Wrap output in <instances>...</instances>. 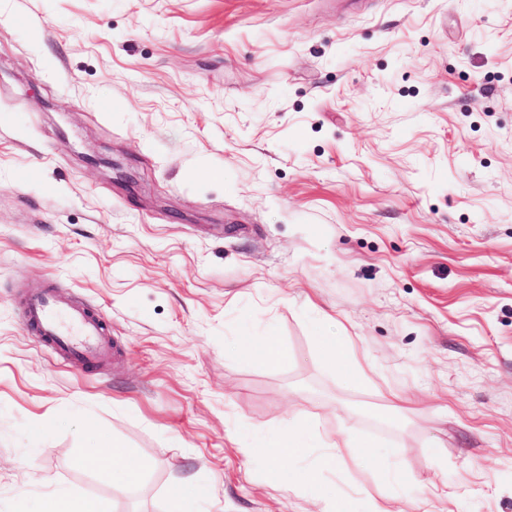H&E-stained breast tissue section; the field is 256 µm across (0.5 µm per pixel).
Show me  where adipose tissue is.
Returning <instances> with one entry per match:
<instances>
[{
    "label": "adipose tissue",
    "mask_w": 512,
    "mask_h": 512,
    "mask_svg": "<svg viewBox=\"0 0 512 512\" xmlns=\"http://www.w3.org/2000/svg\"><path fill=\"white\" fill-rule=\"evenodd\" d=\"M308 443V426L303 419L295 417L287 421L274 447L246 443L242 445L241 452L249 458L269 460L267 476L271 483H309L314 479L311 470L302 467L288 469L284 466L285 461L292 459L297 450L307 447ZM72 464L77 469L90 470L107 478L116 489L139 485L152 468L150 460L116 439L106 441L101 448L77 449ZM35 512H112V501L77 489H60L41 498Z\"/></svg>",
    "instance_id": "ef3b65f1"
}]
</instances>
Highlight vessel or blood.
<instances>
[{
	"label": "vessel or blood",
	"mask_w": 512,
	"mask_h": 512,
	"mask_svg": "<svg viewBox=\"0 0 512 512\" xmlns=\"http://www.w3.org/2000/svg\"><path fill=\"white\" fill-rule=\"evenodd\" d=\"M25 322L45 343L73 363H97L108 354L104 320L54 290H45L28 299Z\"/></svg>",
	"instance_id": "b4317fda"
}]
</instances>
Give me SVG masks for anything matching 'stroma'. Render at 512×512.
I'll return each instance as SVG.
<instances>
[{"label": "stroma", "mask_w": 512, "mask_h": 512, "mask_svg": "<svg viewBox=\"0 0 512 512\" xmlns=\"http://www.w3.org/2000/svg\"><path fill=\"white\" fill-rule=\"evenodd\" d=\"M49 288L105 321L93 371L27 330ZM295 416L360 466L269 485L240 446ZM101 434L141 486L72 467ZM30 458L114 512L187 479L198 512H512V0H0V512ZM239 351L269 365L288 363L290 359L288 349L274 338L268 339L259 348H253L250 345H241Z\"/></svg>", "instance_id": "obj_1"}]
</instances>
